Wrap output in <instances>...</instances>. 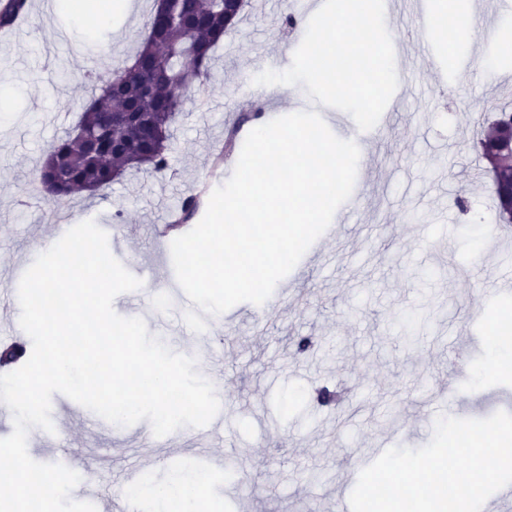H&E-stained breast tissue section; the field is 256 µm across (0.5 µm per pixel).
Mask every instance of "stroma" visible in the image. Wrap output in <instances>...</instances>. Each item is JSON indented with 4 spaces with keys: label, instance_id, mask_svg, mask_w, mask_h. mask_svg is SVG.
<instances>
[{
    "label": "stroma",
    "instance_id": "stroma-1",
    "mask_svg": "<svg viewBox=\"0 0 512 512\" xmlns=\"http://www.w3.org/2000/svg\"><path fill=\"white\" fill-rule=\"evenodd\" d=\"M52 0H29L26 37H0L7 113L0 114V323L20 313L18 286L36 257L70 228L95 221L111 254L126 269L158 266L159 276L136 294H120L115 311L143 318L150 334L195 357L203 376L223 372L216 393L224 434L205 446L206 431L183 427L158 438L149 421L103 426L69 397L52 396L57 434L28 433L30 457L66 460L93 472L111 497L97 512H113L126 476L142 469L146 486L192 482L199 469L211 479L201 489L214 512H347L360 471L392 446L418 448L433 434L437 415L485 419L512 413V375L498 369L490 322L512 309V291L494 279H512V247L489 246L497 223L488 210L491 189L476 176L484 121L512 108V55L502 38L476 43L471 56L499 58L501 80L456 77L445 44L422 47L413 9L387 18L402 43L395 56L406 87L385 109L382 132L359 142L363 153L355 186L361 204L321 235L270 297L263 321L251 303H239L194 321L191 301L157 308L172 262H159L156 225L167 223L176 200L205 176L224 131L241 114L260 109L265 120L301 111L303 86L280 85L251 98L254 76L290 67L310 16L294 0H249L237 27L216 53L204 91H189L176 124L165 175H128L94 199L67 203L43 195L33 182L56 140L72 130L90 93L88 65L110 75L128 65L147 33L153 0H135L99 27L54 13ZM298 25H282L285 14ZM65 29L66 39L54 36ZM59 60L56 72L43 67ZM465 207H458L457 197ZM312 337L305 353L297 336ZM466 358L457 371L455 354ZM340 394L317 400L319 389ZM164 458V467L153 464Z\"/></svg>",
    "mask_w": 512,
    "mask_h": 512
}]
</instances>
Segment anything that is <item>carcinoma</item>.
Listing matches in <instances>:
<instances>
[{
	"label": "carcinoma",
	"instance_id": "carcinoma-1",
	"mask_svg": "<svg viewBox=\"0 0 512 512\" xmlns=\"http://www.w3.org/2000/svg\"><path fill=\"white\" fill-rule=\"evenodd\" d=\"M28 7V0H10L0 10V29L14 26ZM169 21L155 29L148 22L147 35L134 63L119 75L97 78L98 93L86 103L75 128L59 138L44 162L37 180L49 196L67 201L75 192L93 198L110 188L114 175H125L143 166L156 174L169 167L173 115L181 111L189 90L205 85L214 52L224 35L241 19V11L224 0H170ZM138 112L136 123L122 125L125 113ZM512 127V112H498L483 130L480 154L487 166L502 169L501 179L512 178V157L502 155L501 133ZM104 140L119 136L121 145L108 157L89 152L84 135Z\"/></svg>",
	"mask_w": 512,
	"mask_h": 512
}]
</instances>
